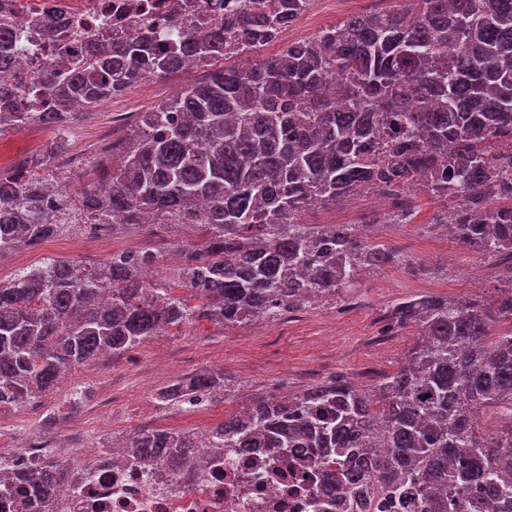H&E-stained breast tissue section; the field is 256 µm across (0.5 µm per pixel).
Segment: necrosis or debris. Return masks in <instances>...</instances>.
<instances>
[{
  "instance_id": "necrosis-or-debris-1",
  "label": "necrosis or debris",
  "mask_w": 512,
  "mask_h": 512,
  "mask_svg": "<svg viewBox=\"0 0 512 512\" xmlns=\"http://www.w3.org/2000/svg\"><path fill=\"white\" fill-rule=\"evenodd\" d=\"M10 19L0 54L13 66L0 71L22 112L49 107L46 75H68L92 44L131 40L169 45L178 37L215 31L224 0H0ZM44 16L36 25L32 16ZM196 459L147 461L134 450L86 448L75 479L52 502L51 512H335V485L316 481L301 455L269 448L211 446L198 435Z\"/></svg>"
}]
</instances>
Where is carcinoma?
<instances>
[{
	"mask_svg": "<svg viewBox=\"0 0 512 512\" xmlns=\"http://www.w3.org/2000/svg\"><path fill=\"white\" fill-rule=\"evenodd\" d=\"M313 0H224V28L182 37L181 51L131 41L93 49L55 85L47 112H12L0 91V133L31 123L57 128L44 153L0 171V253L33 248L62 231L68 208L52 190L50 161L86 112L150 74L166 78L186 60L212 62L263 46ZM415 11L354 15L248 68L223 67L151 112L141 113L118 167L91 163L96 182L81 209L109 220H163L206 227L182 250L181 278L202 300L190 306L140 269L149 249L82 266L51 260L0 283V388L21 406L51 391L66 371L104 351L120 354L171 327L202 318L237 326L334 298L364 267L395 261L363 224L297 221L316 205L361 190L394 198L395 223L410 221L417 191L452 198L448 225L463 246L512 256V0H414ZM421 342L370 396L344 379L293 399L266 396L249 417L209 430L233 448H303L346 491L354 510L388 498L402 512H512V287L488 301L426 295L392 309ZM224 389L204 370L159 393L200 405ZM141 457L190 462L196 434L155 429L131 442ZM384 448L381 455L372 449ZM51 461L29 473L26 512L43 491L66 485Z\"/></svg>",
	"mask_w": 512,
	"mask_h": 512,
	"instance_id": "carcinoma-1",
	"label": "carcinoma"
}]
</instances>
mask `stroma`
Segmentation results:
<instances>
[{
	"label": "stroma",
	"mask_w": 512,
	"mask_h": 512,
	"mask_svg": "<svg viewBox=\"0 0 512 512\" xmlns=\"http://www.w3.org/2000/svg\"><path fill=\"white\" fill-rule=\"evenodd\" d=\"M407 0H314L277 40L259 52L226 57L224 66H244L257 57L277 55L288 43L308 38L346 18L370 11L406 5ZM206 67L185 70L166 78H151L131 87L99 108L68 132L67 154L79 157L78 167L62 172L68 194L93 184L88 161L101 155L106 141H127L139 113L166 101L172 86L187 87L206 74ZM56 128L32 126L0 134V160L5 165L23 155L39 154L55 139ZM447 202L418 194L409 223H391L377 192L366 191L342 205L316 206L300 217L304 224H353L371 220L376 243L397 255L394 263L366 269L336 298L305 305L274 319L255 318L237 327H222L203 320L169 328L162 336L121 354L104 353L68 371L51 391L18 408L0 410V421L13 428L0 457L9 459L30 442L55 449V461L70 465L81 448L108 445L133 433L154 429H208L241 407L264 395L293 398L331 377H340L366 393H374L383 377L402 365L408 350L420 339L411 324L388 331L385 315L396 304L439 295L448 298L480 295L494 298L512 286V258L484 259L444 234L436 217ZM206 234L195 224L150 222L116 225L97 236L75 224L40 246L0 255V283L20 270L50 259L96 264L120 251L155 248L154 265L161 282L181 285L183 246L203 244ZM429 267L413 275L408 263ZM204 369L224 373L222 396L203 405H168L158 392L177 380ZM78 406H71L74 395ZM56 422L45 426L47 415Z\"/></svg>",
	"instance_id": "obj_1"
}]
</instances>
